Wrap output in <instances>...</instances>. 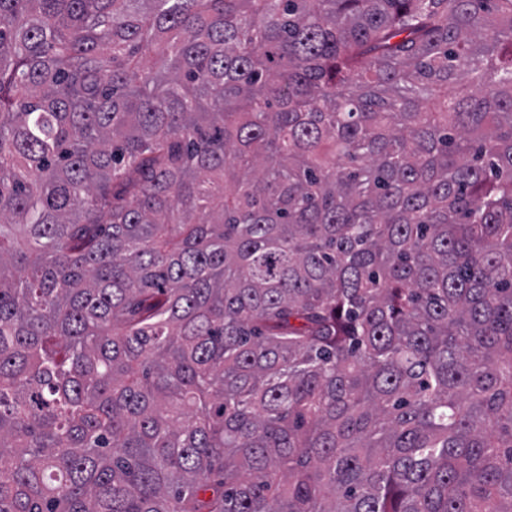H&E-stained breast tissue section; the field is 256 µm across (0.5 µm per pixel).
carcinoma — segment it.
I'll return each mask as SVG.
<instances>
[{"label":"carcinoma","instance_id":"cac0c4a2","mask_svg":"<svg viewBox=\"0 0 512 512\" xmlns=\"http://www.w3.org/2000/svg\"><path fill=\"white\" fill-rule=\"evenodd\" d=\"M0 512H512V0H0Z\"/></svg>","mask_w":512,"mask_h":512}]
</instances>
